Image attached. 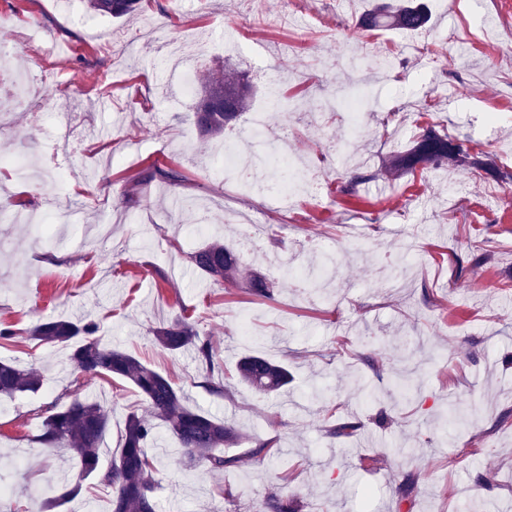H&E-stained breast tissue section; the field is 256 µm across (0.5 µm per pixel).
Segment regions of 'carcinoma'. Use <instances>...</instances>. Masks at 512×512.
I'll return each mask as SVG.
<instances>
[{
	"mask_svg": "<svg viewBox=\"0 0 512 512\" xmlns=\"http://www.w3.org/2000/svg\"><path fill=\"white\" fill-rule=\"evenodd\" d=\"M88 8L96 14L122 18L141 9V0H88ZM388 22L400 31H418L426 27L428 13L421 4L407 2L394 10L383 6L377 12L367 13L360 25L373 29ZM200 85L193 120L205 136L220 138L226 127L236 122L245 110L247 97L240 90L234 73L198 79ZM469 166L500 179H512L490 163L473 157L466 141L451 138L427 126L414 138L412 146L395 155L391 167L395 171H412L419 165ZM177 171L154 164L146 169L142 181L174 184L179 181ZM189 262L213 280L234 283L242 278L248 292L269 298L272 291L258 275L242 276V267L236 254L216 239L188 254ZM97 326L69 319L43 320L28 329V336L44 343L62 345L71 349L73 369L84 375L118 378L141 393L143 412L127 414L118 453L107 470L99 471L100 448L109 429L110 410L98 402L77 397L54 411L44 421L38 440L43 445L69 448L82 474L99 473L100 481L112 486V512H157L151 496L158 474V461L147 452L149 444L158 437L157 429L164 427L175 437L185 453V465L204 466L211 472H222L238 463L236 457L216 452L236 440L234 430L223 420L186 404V398L172 380L151 368L136 355L102 344L93 337ZM155 342L163 350L174 354L184 350L195 351L198 360L208 370L214 368V350L201 339L194 326L184 317L154 330ZM239 378L263 396L278 394L290 380L288 366L260 355L243 357L237 365ZM41 386L40 376L23 370L11 362L0 361V401L13 398Z\"/></svg>",
	"mask_w": 512,
	"mask_h": 512,
	"instance_id": "obj_1",
	"label": "carcinoma"
}]
</instances>
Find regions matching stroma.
<instances>
[{"label":"stroma","instance_id":"1","mask_svg":"<svg viewBox=\"0 0 512 512\" xmlns=\"http://www.w3.org/2000/svg\"><path fill=\"white\" fill-rule=\"evenodd\" d=\"M429 29L360 31L373 0H142L130 20L89 10L86 0H0V43L26 20L30 42L17 70L33 74L45 113L72 116L73 146L44 139L27 104L12 106L0 158L26 156L32 180L14 203L59 208L71 220L41 233L0 223V360L36 371L37 392L0 403V512H40L78 465L65 448L38 440L48 410L70 402L75 378L63 347L27 339L42 319L92 322L102 342L170 376L189 405L238 430L225 455L237 467L186 468L177 440L159 433L158 512H267L270 495L292 493L296 512H512V198L507 183L469 167L385 173L419 127L476 143L482 158L512 173V0H426ZM186 43L203 70L234 69L248 112L211 139L197 129L163 60ZM288 100L263 139L249 112L269 91ZM369 92L367 118L352 127L337 108ZM288 127V152L304 161L310 190L292 217L243 191L239 171ZM234 140L237 171L224 169ZM357 142L349 167L335 144ZM178 170L175 185L142 183L152 164ZM369 174L342 193L348 170ZM135 195L127 207L126 195ZM189 199L171 207V199ZM266 210L248 245L241 218ZM221 239L245 271L262 276L270 300L193 270L188 253ZM335 265L330 287L299 296L285 267L316 275ZM188 317L213 346L224 393L203 385L194 352L161 350L152 331ZM260 354L287 363L292 380L262 396L236 373ZM414 370L397 406L360 396L353 377L387 392ZM81 398L112 409L101 445L110 462L125 418L140 409L115 378L84 377ZM469 423L448 424L449 404ZM355 431L341 434L345 422ZM412 453L397 452L401 440ZM269 445L270 455L251 457Z\"/></svg>","mask_w":512,"mask_h":512}]
</instances>
